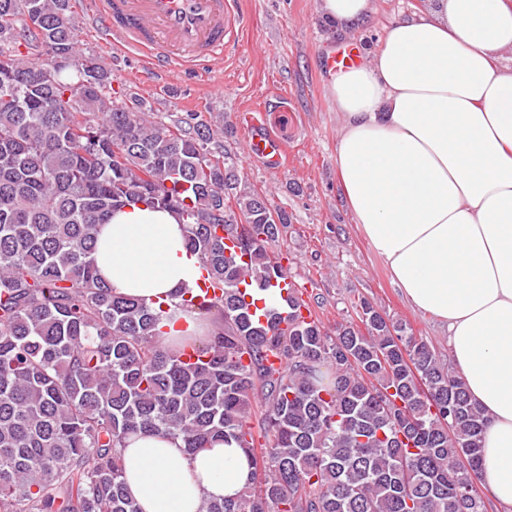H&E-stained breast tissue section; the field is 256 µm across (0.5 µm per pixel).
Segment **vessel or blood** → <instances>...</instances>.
<instances>
[{
	"label": "vessel or blood",
	"instance_id": "b4317fda",
	"mask_svg": "<svg viewBox=\"0 0 512 512\" xmlns=\"http://www.w3.org/2000/svg\"><path fill=\"white\" fill-rule=\"evenodd\" d=\"M238 16L234 0H96L92 26L113 48L139 53L157 73L181 66L195 68L222 56L235 41ZM353 45L339 47L325 60L328 72L355 65ZM249 155L269 170L282 169L288 159L280 136L254 122Z\"/></svg>",
	"mask_w": 512,
	"mask_h": 512
}]
</instances>
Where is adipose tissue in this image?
I'll use <instances>...</instances> for the list:
<instances>
[{
  "label": "adipose tissue",
  "instance_id": "adipose-tissue-1",
  "mask_svg": "<svg viewBox=\"0 0 512 512\" xmlns=\"http://www.w3.org/2000/svg\"><path fill=\"white\" fill-rule=\"evenodd\" d=\"M510 53L512 0H427L392 23L370 62L330 85L347 118L336 143L341 197L406 302L447 327L455 374L489 416L478 484L500 512H512ZM93 258L115 294L165 302L159 345L222 328L179 304L201 266L170 211H114ZM121 460L142 512H198L251 476L233 443L190 455L181 439L133 434Z\"/></svg>",
  "mask_w": 512,
  "mask_h": 512
}]
</instances>
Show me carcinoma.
I'll return each mask as SVG.
<instances>
[{"label": "carcinoma", "mask_w": 512, "mask_h": 512, "mask_svg": "<svg viewBox=\"0 0 512 512\" xmlns=\"http://www.w3.org/2000/svg\"><path fill=\"white\" fill-rule=\"evenodd\" d=\"M78 42L72 0H0V512H138L120 460L137 432L245 449L247 486L202 512H487L486 418L433 347L367 301L333 338L299 316L279 328L275 304L258 323L240 285L267 296L284 276L272 245L288 213L212 150L224 128L110 95ZM138 202L182 216L221 286L189 305L224 319L201 345L157 344L164 303L96 275L98 226ZM257 393L261 446L246 440Z\"/></svg>", "instance_id": "carcinoma-1"}]
</instances>
